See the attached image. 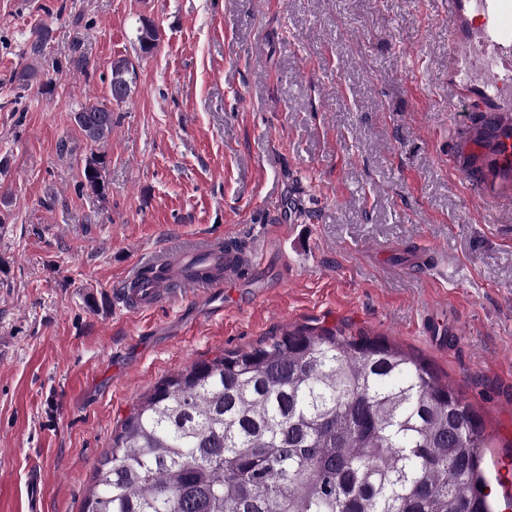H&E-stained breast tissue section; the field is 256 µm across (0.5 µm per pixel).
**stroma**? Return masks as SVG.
Here are the masks:
<instances>
[{
  "instance_id": "obj_1",
  "label": "stroma",
  "mask_w": 512,
  "mask_h": 512,
  "mask_svg": "<svg viewBox=\"0 0 512 512\" xmlns=\"http://www.w3.org/2000/svg\"><path fill=\"white\" fill-rule=\"evenodd\" d=\"M449 52L446 0H0V512H80L161 380L296 328L424 361L512 488V208L474 199L502 185L476 139L497 115L449 101ZM118 57L136 69L122 103ZM89 102L112 111L106 142L74 123ZM273 222L285 234L262 239ZM207 235L266 250L262 276L125 308L117 281Z\"/></svg>"
}]
</instances>
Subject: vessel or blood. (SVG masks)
Returning a JSON list of instances; mask_svg holds the SVG:
<instances>
[{
	"mask_svg": "<svg viewBox=\"0 0 512 512\" xmlns=\"http://www.w3.org/2000/svg\"><path fill=\"white\" fill-rule=\"evenodd\" d=\"M448 41L456 49L448 58V95L468 98L472 109H484L487 103L498 106L496 143L509 147L508 153L498 155L499 165L512 164V0H448ZM485 75L482 93L468 97L467 83L461 67ZM203 257L223 260V275L199 278L183 273L184 263ZM153 266L169 271L166 280L140 283L137 274L123 279L118 293L129 312L152 310L177 295L213 294L234 287L238 274L233 271V257L224 251L220 237H203L188 250L163 252L152 260Z\"/></svg>",
	"mask_w": 512,
	"mask_h": 512,
	"instance_id": "b4317fda",
	"label": "vessel or blood"
}]
</instances>
